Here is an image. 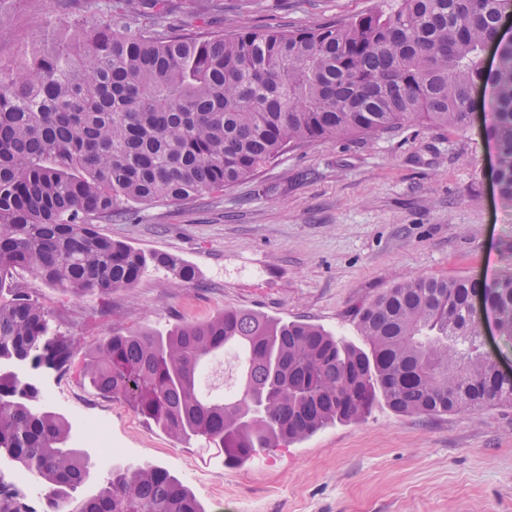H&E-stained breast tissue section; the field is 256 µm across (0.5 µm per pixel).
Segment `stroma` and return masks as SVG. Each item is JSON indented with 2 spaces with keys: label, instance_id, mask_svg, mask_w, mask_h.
<instances>
[{
  "label": "stroma",
  "instance_id": "35a3bbf8",
  "mask_svg": "<svg viewBox=\"0 0 512 512\" xmlns=\"http://www.w3.org/2000/svg\"><path fill=\"white\" fill-rule=\"evenodd\" d=\"M395 0H214L188 14L170 0L166 24L193 31L296 30L390 10ZM59 0H17L0 55L43 38ZM484 114L464 133L407 122L372 137L285 152L224 190L132 208L100 232L195 266L177 282L148 266L132 289L70 297L41 278L7 280L50 314L79 353L64 378L139 461L166 467L203 508L223 489L239 512H512V407L435 415L377 404L363 419L260 451L228 467L202 438L178 440L100 395L84 352L115 332L166 330L225 308L310 322L357 340V308L396 282L512 271V208L499 197Z\"/></svg>",
  "mask_w": 512,
  "mask_h": 512
}]
</instances>
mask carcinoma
<instances>
[{"label":"carcinoma","instance_id":"obj_1","mask_svg":"<svg viewBox=\"0 0 512 512\" xmlns=\"http://www.w3.org/2000/svg\"><path fill=\"white\" fill-rule=\"evenodd\" d=\"M163 0H122L97 26L59 18L64 39L0 60V284L20 269L65 294L132 288L148 264L178 281L196 269L101 234L131 205L222 190L290 148L388 133L424 119L466 132L486 109L499 195L512 206V41L486 49L512 0H398L389 13L300 30L162 33L137 26ZM512 341V273L401 281L362 305L363 345L321 326L224 309L166 331L114 333L85 372L101 394L170 435L202 437L238 466L263 448L357 421L378 400L433 415L512 405V376L483 349L474 297ZM232 352L235 391L218 398L203 368ZM75 342L20 288L0 287V454L35 472L47 512H204L159 465L94 478L68 446L71 426L16 369L62 370ZM0 512H27L0 487Z\"/></svg>","mask_w":512,"mask_h":512}]
</instances>
